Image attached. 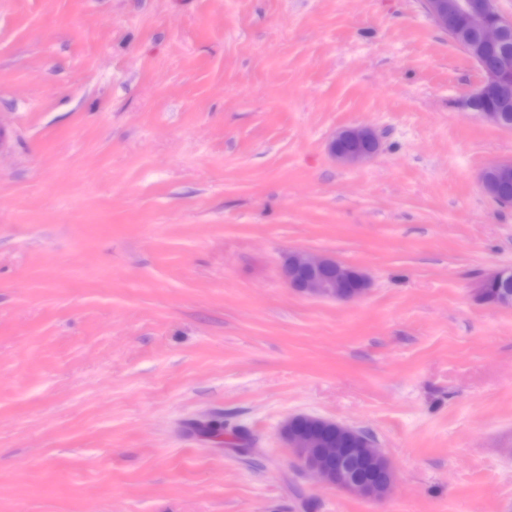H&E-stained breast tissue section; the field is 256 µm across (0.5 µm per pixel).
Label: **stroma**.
<instances>
[{
  "mask_svg": "<svg viewBox=\"0 0 512 512\" xmlns=\"http://www.w3.org/2000/svg\"><path fill=\"white\" fill-rule=\"evenodd\" d=\"M480 78L423 0H0V512H512ZM293 251L367 292L288 288ZM299 414L373 435L388 497L300 468ZM379 139L368 126L358 125L341 129L330 144L336 162L358 165L372 159L379 151Z\"/></svg>",
  "mask_w": 512,
  "mask_h": 512,
  "instance_id": "35a3bbf8",
  "label": "stroma"
}]
</instances>
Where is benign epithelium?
I'll list each match as a JSON object with an SVG mask.
<instances>
[{"mask_svg":"<svg viewBox=\"0 0 512 512\" xmlns=\"http://www.w3.org/2000/svg\"><path fill=\"white\" fill-rule=\"evenodd\" d=\"M426 11L436 27L457 42H469L476 36L480 46L495 50L512 34V19L498 11L495 0H426ZM480 73L481 82L465 105L481 120L501 128V107L488 106L484 101L492 88L500 90L503 101L512 98V54L498 53L481 64ZM379 146L374 130L358 125L341 129L330 144V152L340 164L358 165L372 159ZM491 172L499 179L511 178L512 157L493 162L479 174L481 188L494 200ZM281 274L298 292L345 302L361 298L368 287L363 273L341 267L328 255L292 252L284 260ZM511 282L512 270L503 269L485 277L480 286L504 289ZM281 434L299 464L325 484L371 501L391 491L393 470L369 433L328 418L295 415L285 420Z\"/></svg>","mask_w":512,"mask_h":512,"instance_id":"1","label":"benign epithelium"}]
</instances>
